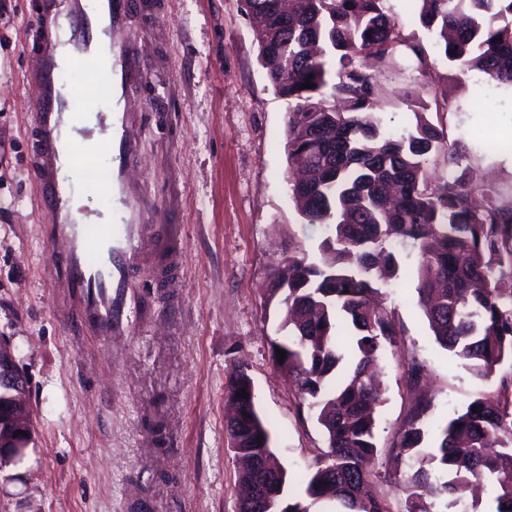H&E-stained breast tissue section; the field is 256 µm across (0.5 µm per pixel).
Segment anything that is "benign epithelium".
I'll return each mask as SVG.
<instances>
[{"label":"benign epithelium","mask_w":512,"mask_h":512,"mask_svg":"<svg viewBox=\"0 0 512 512\" xmlns=\"http://www.w3.org/2000/svg\"><path fill=\"white\" fill-rule=\"evenodd\" d=\"M0 369L4 370L6 394L0 402V426L6 425L0 435V457L8 455L19 459L30 441L28 435L27 381L21 372L14 351L0 340Z\"/></svg>","instance_id":"obj_1"}]
</instances>
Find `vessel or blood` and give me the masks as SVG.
I'll return each instance as SVG.
<instances>
[{
  "mask_svg": "<svg viewBox=\"0 0 512 512\" xmlns=\"http://www.w3.org/2000/svg\"><path fill=\"white\" fill-rule=\"evenodd\" d=\"M131 0H41L37 62L26 77L36 92L32 133L33 181L48 213L43 232L56 254L53 274L68 285L63 305L87 334L105 341L133 334L139 320L134 269L148 251L163 249L177 264L173 245L148 232V213L128 177L135 150L129 129L128 86L141 78V60L124 51ZM92 64L108 91V108H76L66 93L67 69ZM101 130L109 158L104 184L112 198V221L92 224L77 205L73 176L94 130Z\"/></svg>",
  "mask_w": 512,
  "mask_h": 512,
  "instance_id": "1",
  "label": "vessel or blood"
}]
</instances>
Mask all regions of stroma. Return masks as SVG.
Listing matches in <instances>:
<instances>
[{
	"label": "stroma",
	"mask_w": 512,
	"mask_h": 512,
	"mask_svg": "<svg viewBox=\"0 0 512 512\" xmlns=\"http://www.w3.org/2000/svg\"><path fill=\"white\" fill-rule=\"evenodd\" d=\"M133 5L128 44L147 65L128 88L137 117L130 168L145 207L160 213L179 190L173 216L181 261L176 287L163 262L138 268L141 290L156 295L121 348L84 333L61 314L66 291L52 273L55 253L31 185L37 0H0V337L27 377L32 436L23 459L0 466V512H128L130 495L152 512H236L240 495L225 432V373L243 364L254 382L272 448L302 476L326 437L271 345L280 316L267 288L289 252L319 257L324 226L308 224L291 200L285 130L289 106L258 61L243 0H152ZM432 81L378 77L385 133L410 130L411 99L464 150L474 175L512 206V88L479 71L449 67L431 54ZM416 262L403 261L383 298L399 315L400 355L383 362L377 438L387 447L414 392L401 354L426 361L435 431L495 381L474 379L434 342L417 304ZM162 423L166 445L149 433Z\"/></svg>",
	"instance_id": "1"
}]
</instances>
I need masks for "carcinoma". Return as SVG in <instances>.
Segmentation results:
<instances>
[{
    "instance_id": "1",
    "label": "carcinoma",
    "mask_w": 512,
    "mask_h": 512,
    "mask_svg": "<svg viewBox=\"0 0 512 512\" xmlns=\"http://www.w3.org/2000/svg\"><path fill=\"white\" fill-rule=\"evenodd\" d=\"M278 2L248 6L261 66L294 103L286 146L302 179L290 182L291 198L327 236L320 262L294 252L270 288L289 329L273 347L286 352L278 367L315 411L327 447L300 479L303 494L285 496L292 477L272 450L251 377L232 365L225 394L239 414L225 429L242 441L234 452L248 490L238 512H311L331 501L344 512H392L386 486L404 496L405 512L463 504L479 487L491 490L494 512H512L503 508L512 505V207L499 204L494 186L466 178L426 105L417 103L408 133H382L371 70H399L406 57L432 78L425 47L384 0H293L287 26ZM419 18L448 62L512 87V0H420ZM306 82L312 88H301ZM438 152L448 173L433 177L425 161ZM400 246L416 251L418 304L435 343L498 385L448 420L435 447L424 429L432 401H415L389 444L405 465L391 476L376 468L377 368L401 331L394 310L373 297L400 278ZM406 367L414 384L426 377L419 358Z\"/></svg>"
}]
</instances>
